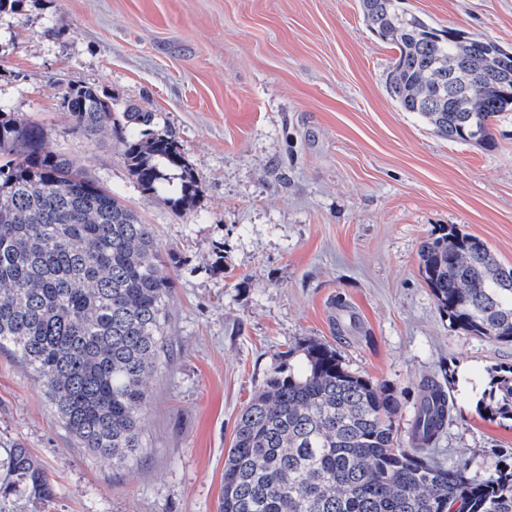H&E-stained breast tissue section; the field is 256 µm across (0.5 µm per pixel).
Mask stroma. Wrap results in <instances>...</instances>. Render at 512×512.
<instances>
[{
    "label": "stroma",
    "instance_id": "obj_1",
    "mask_svg": "<svg viewBox=\"0 0 512 512\" xmlns=\"http://www.w3.org/2000/svg\"><path fill=\"white\" fill-rule=\"evenodd\" d=\"M404 6L512 47V0ZM395 56L359 0H21L0 14V111L42 127L177 258L142 446L123 466L79 447L43 382L0 349V512H219L238 414L313 340L394 390L399 436L423 380L441 384L455 400L443 462L485 477L512 453V421L476 407L512 344L452 325L419 259L454 224L512 267V114L494 148L441 138L390 98ZM69 85L177 129L200 186L186 210L168 202L178 180L145 194L111 137L73 132ZM15 445L48 497L9 474Z\"/></svg>",
    "mask_w": 512,
    "mask_h": 512
}]
</instances>
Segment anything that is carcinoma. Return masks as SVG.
Here are the masks:
<instances>
[{
	"instance_id": "carcinoma-1",
	"label": "carcinoma",
	"mask_w": 512,
	"mask_h": 512,
	"mask_svg": "<svg viewBox=\"0 0 512 512\" xmlns=\"http://www.w3.org/2000/svg\"><path fill=\"white\" fill-rule=\"evenodd\" d=\"M369 27L397 50L387 89L450 141L495 145L492 126L512 112V48L439 30L402 0H359ZM61 105L72 129L105 134L144 193L180 172L189 205L199 182L175 129L156 113L118 112L105 92L68 86ZM420 269L450 322L512 344V267L454 224L419 250ZM176 257L120 197L73 167L43 128L0 113V348L43 380L69 433L116 465L141 448L146 375L164 350ZM305 368L281 364L242 408L224 461L219 512H512V454L484 478L468 463L445 467L433 445L454 401L420 385L408 447L397 443L392 390L349 371L321 342ZM512 421V365L490 373L477 402ZM10 473L46 496L45 472L21 447Z\"/></svg>"
}]
</instances>
